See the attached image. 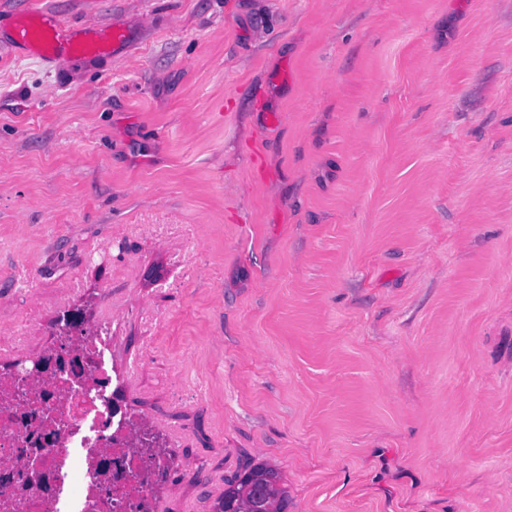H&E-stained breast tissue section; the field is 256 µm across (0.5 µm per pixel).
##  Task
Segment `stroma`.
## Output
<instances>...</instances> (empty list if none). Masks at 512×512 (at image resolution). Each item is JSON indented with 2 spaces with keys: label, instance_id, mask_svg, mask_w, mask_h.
I'll list each match as a JSON object with an SVG mask.
<instances>
[{
  "label": "stroma",
  "instance_id": "stroma-1",
  "mask_svg": "<svg viewBox=\"0 0 512 512\" xmlns=\"http://www.w3.org/2000/svg\"><path fill=\"white\" fill-rule=\"evenodd\" d=\"M0 333L112 320L161 512H512V0H0ZM112 26H73L46 10L13 14L8 45L43 61L106 59L112 55ZM259 479L279 483L277 473L267 466L259 464L251 467L243 475H236L233 479L226 481L229 487L224 489V505L222 504L220 511L226 512V509L233 508L232 512H250L253 498L260 489L251 482L254 483Z\"/></svg>",
  "mask_w": 512,
  "mask_h": 512
}]
</instances>
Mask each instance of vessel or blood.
<instances>
[{
    "label": "vessel or blood",
    "mask_w": 512,
    "mask_h": 512,
    "mask_svg": "<svg viewBox=\"0 0 512 512\" xmlns=\"http://www.w3.org/2000/svg\"><path fill=\"white\" fill-rule=\"evenodd\" d=\"M111 27L94 24L73 26L46 10H23L13 14L8 44L11 49L45 61L105 59L111 56Z\"/></svg>",
    "instance_id": "vessel-or-blood-1"
}]
</instances>
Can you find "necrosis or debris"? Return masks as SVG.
<instances>
[{
	"label": "necrosis or debris",
	"instance_id": "1",
	"mask_svg": "<svg viewBox=\"0 0 512 512\" xmlns=\"http://www.w3.org/2000/svg\"><path fill=\"white\" fill-rule=\"evenodd\" d=\"M30 326L0 336V512H156L176 461L133 448L137 415L112 407L111 322L55 320L40 371Z\"/></svg>",
	"mask_w": 512,
	"mask_h": 512
}]
</instances>
